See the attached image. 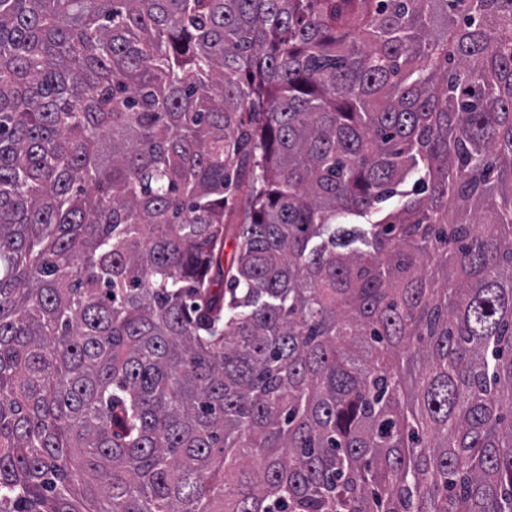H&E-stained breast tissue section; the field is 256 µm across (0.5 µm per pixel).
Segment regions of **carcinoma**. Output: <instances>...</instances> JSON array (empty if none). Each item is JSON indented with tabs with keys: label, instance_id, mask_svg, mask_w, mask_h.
<instances>
[{
	"label": "carcinoma",
	"instance_id": "cac0c4a2",
	"mask_svg": "<svg viewBox=\"0 0 512 512\" xmlns=\"http://www.w3.org/2000/svg\"><path fill=\"white\" fill-rule=\"evenodd\" d=\"M0 512H512V0H0Z\"/></svg>",
	"mask_w": 512,
	"mask_h": 512
}]
</instances>
